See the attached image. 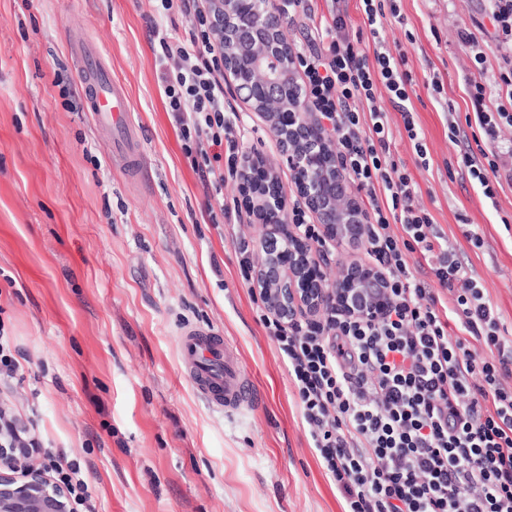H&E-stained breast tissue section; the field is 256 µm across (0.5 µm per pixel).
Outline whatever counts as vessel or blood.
<instances>
[{"instance_id": "obj_1", "label": "vessel or blood", "mask_w": 512, "mask_h": 512, "mask_svg": "<svg viewBox=\"0 0 512 512\" xmlns=\"http://www.w3.org/2000/svg\"><path fill=\"white\" fill-rule=\"evenodd\" d=\"M78 76L87 111L112 131L115 157L128 170L139 171L142 156L133 140L125 86L113 78L107 67L91 58L80 66ZM179 343L188 376L210 406L232 412L258 405L260 394L253 378L223 333L189 327L181 331Z\"/></svg>"}]
</instances>
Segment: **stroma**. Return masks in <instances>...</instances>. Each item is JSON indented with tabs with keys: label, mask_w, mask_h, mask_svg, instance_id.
<instances>
[{
	"label": "stroma",
	"mask_w": 512,
	"mask_h": 512,
	"mask_svg": "<svg viewBox=\"0 0 512 512\" xmlns=\"http://www.w3.org/2000/svg\"><path fill=\"white\" fill-rule=\"evenodd\" d=\"M396 4L386 37L413 77L427 163L399 121L391 151L510 337L512 162L487 199L456 168L462 145L448 136V112L466 114L473 75L459 33L487 2ZM188 26L151 0H0V322L21 364L0 402L34 425L43 448L79 462L96 512H342L239 275L232 234L255 244L260 229L211 223L208 207L243 209L239 186L207 200L165 107L157 35ZM86 44L128 90L141 174L113 157L110 130L84 110L76 53ZM231 104L245 150L277 164L266 123ZM190 325L233 342L258 406L227 413L196 393L178 340Z\"/></svg>",
	"instance_id": "35a3bbf8"
}]
</instances>
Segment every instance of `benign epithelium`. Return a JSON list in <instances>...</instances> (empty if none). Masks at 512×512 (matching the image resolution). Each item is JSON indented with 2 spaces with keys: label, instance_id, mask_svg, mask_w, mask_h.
<instances>
[{
  "label": "benign epithelium",
  "instance_id": "7a95c632",
  "mask_svg": "<svg viewBox=\"0 0 512 512\" xmlns=\"http://www.w3.org/2000/svg\"><path fill=\"white\" fill-rule=\"evenodd\" d=\"M224 61V81L276 137L281 164L295 177L304 205L335 246L366 232V217L336 165L323 127L302 102L295 47L281 30L272 0H210ZM240 193L252 224L262 227L254 287L268 311L285 319L312 318L330 302L348 314L378 318L386 300L374 266L345 265L328 287L322 261L288 224L275 169L247 156ZM36 448L0 447V512H73L69 498L33 464Z\"/></svg>",
  "mask_w": 512,
  "mask_h": 512
}]
</instances>
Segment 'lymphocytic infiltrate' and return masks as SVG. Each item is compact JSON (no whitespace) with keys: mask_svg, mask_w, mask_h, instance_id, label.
<instances>
[{"mask_svg":"<svg viewBox=\"0 0 512 512\" xmlns=\"http://www.w3.org/2000/svg\"><path fill=\"white\" fill-rule=\"evenodd\" d=\"M288 0L309 23L297 55L303 99L368 215L366 254L384 272L387 304L376 320L326 307L313 320H259L274 342L300 407L307 439L342 512H512V338L455 246L417 203V185L391 151L397 111L418 158L413 78L384 35L382 0H362L371 49L348 31L343 0ZM157 12L188 17L186 37H159V82L183 149L207 196L236 181L244 153L224 93V68L205 0H156ZM497 71L471 32L460 36L475 76L468 84L484 147L457 164L494 198L502 132L512 127V0H488ZM390 95L383 106L379 89ZM456 331H449V324ZM51 477L73 504L93 491L79 463L49 455Z\"/></svg>","mask_w":512,"mask_h":512,"instance_id":"f902f5d3","label":"lymphocytic infiltrate"}]
</instances>
